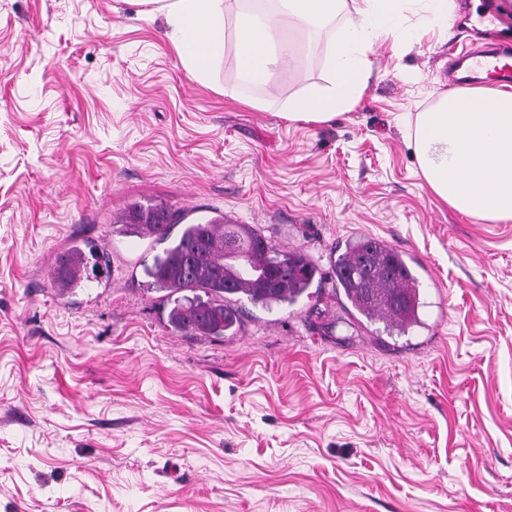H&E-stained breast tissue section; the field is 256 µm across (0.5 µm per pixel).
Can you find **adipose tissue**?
Wrapping results in <instances>:
<instances>
[{"label": "adipose tissue", "mask_w": 512, "mask_h": 512, "mask_svg": "<svg viewBox=\"0 0 512 512\" xmlns=\"http://www.w3.org/2000/svg\"><path fill=\"white\" fill-rule=\"evenodd\" d=\"M167 21L182 64L208 80L233 39L240 85H265L293 62L305 35L334 26L327 81L282 98L288 121L327 123L352 110L372 76L382 35L408 37L406 0H276L274 11L234 12L235 0H139ZM426 184L451 209L512 222V86H475L438 97L410 133Z\"/></svg>", "instance_id": "adipose-tissue-1"}]
</instances>
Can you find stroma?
<instances>
[{
  "mask_svg": "<svg viewBox=\"0 0 512 512\" xmlns=\"http://www.w3.org/2000/svg\"><path fill=\"white\" fill-rule=\"evenodd\" d=\"M455 2L447 33L408 9L413 39L378 40L359 104L316 124L281 99L323 82L325 44L252 108L224 95L233 44L199 80L132 0H0V512H512V223L437 203L402 125L483 44L488 0ZM161 203L303 251L317 295L172 330L143 272L165 242L114 230ZM359 234L419 279L408 336L333 292ZM78 243L110 270L59 291Z\"/></svg>",
  "mask_w": 512,
  "mask_h": 512,
  "instance_id": "obj_1",
  "label": "stroma"
}]
</instances>
